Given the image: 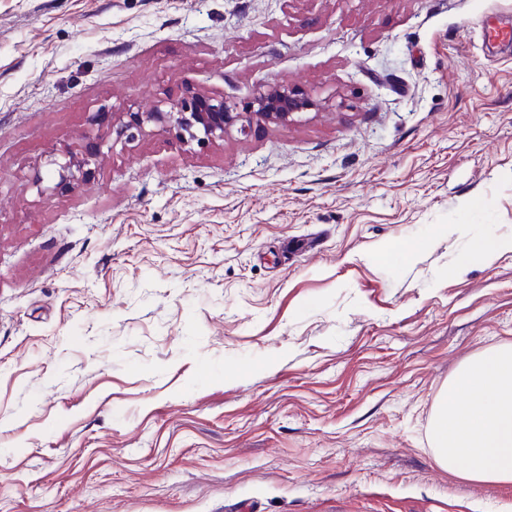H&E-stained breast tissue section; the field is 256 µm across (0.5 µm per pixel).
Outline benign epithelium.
Masks as SVG:
<instances>
[{
    "label": "benign epithelium",
    "instance_id": "1",
    "mask_svg": "<svg viewBox=\"0 0 512 512\" xmlns=\"http://www.w3.org/2000/svg\"><path fill=\"white\" fill-rule=\"evenodd\" d=\"M314 106L304 92L272 83L260 90L252 100L239 106L222 98L210 96L192 84L184 86L181 94L169 98L149 111L97 112L91 124L107 125L115 140L135 141L148 125L171 134L178 142L205 149L234 130L248 137L265 124H287L294 116ZM103 143L97 142L81 155L70 156L59 165L55 189L61 191L71 186L77 176L89 174L88 166L102 160Z\"/></svg>",
    "mask_w": 512,
    "mask_h": 512
}]
</instances>
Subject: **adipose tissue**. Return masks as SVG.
<instances>
[{
    "label": "adipose tissue",
    "instance_id": "obj_1",
    "mask_svg": "<svg viewBox=\"0 0 512 512\" xmlns=\"http://www.w3.org/2000/svg\"><path fill=\"white\" fill-rule=\"evenodd\" d=\"M429 437L448 471L512 483V344L476 356L449 377Z\"/></svg>",
    "mask_w": 512,
    "mask_h": 512
}]
</instances>
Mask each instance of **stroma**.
I'll return each mask as SVG.
<instances>
[{
  "label": "stroma",
  "instance_id": "obj_1",
  "mask_svg": "<svg viewBox=\"0 0 512 512\" xmlns=\"http://www.w3.org/2000/svg\"><path fill=\"white\" fill-rule=\"evenodd\" d=\"M512 0H0V512H512L441 389L512 343ZM315 108L208 148L90 118ZM103 143L102 140L96 142L95 145H90L89 148L85 149L81 156H68V160L58 165V182L56 183L55 189L62 193L63 189L71 186V184L78 178V175L85 177L90 173L91 168H87L90 165H97L104 155L102 151ZM507 246L511 247L512 244H506L496 236L488 234L474 239L472 243L471 253H474L475 255L483 258L484 260H493Z\"/></svg>",
  "mask_w": 512,
  "mask_h": 512
}]
</instances>
